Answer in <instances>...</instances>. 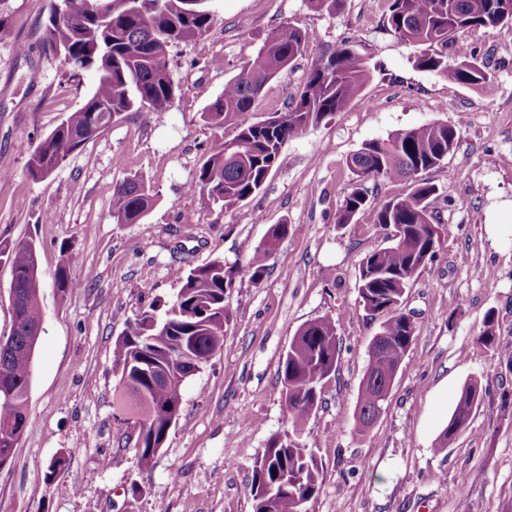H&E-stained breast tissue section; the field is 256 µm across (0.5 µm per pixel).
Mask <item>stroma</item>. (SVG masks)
Listing matches in <instances>:
<instances>
[{"label":"stroma","mask_w":512,"mask_h":512,"mask_svg":"<svg viewBox=\"0 0 512 512\" xmlns=\"http://www.w3.org/2000/svg\"><path fill=\"white\" fill-rule=\"evenodd\" d=\"M52 3L0 0L10 31L0 39V240H36L45 312L29 423L0 469V512H253L255 460L289 427L282 358L296 330L324 315L337 318L341 352L302 429L323 469L306 512H512V405L502 399L512 394V368L497 355L512 350V25L463 34L493 67L490 86L473 90L414 66L417 46L385 29L388 0H342L332 13L306 0H213L210 28L169 51L172 109L159 119L124 113L36 181L33 149L96 82L44 52ZM283 25L305 32L308 49L267 84L256 118L283 110L313 63L343 41L362 44L385 71L345 111L289 139L247 206L215 217L187 186L205 150L236 131L212 129L201 114ZM458 121L444 168L424 174L440 188L430 209L448 234L404 296L414 340L386 409L362 433L358 394L380 321L363 309L355 281L388 232L366 213L337 223L351 188L346 161L365 142ZM140 176L158 194L154 208L140 223H114L116 186ZM282 223L287 237L252 281L247 262ZM64 244L79 286L62 298L53 275ZM217 257L234 272L224 348L186 381L164 447L141 467L134 415L118 400L114 344L136 313L176 295L172 269ZM490 317L495 351L479 341ZM472 379L486 390L481 404L447 451L434 453ZM61 454L67 468L49 475Z\"/></svg>","instance_id":"stroma-1"}]
</instances>
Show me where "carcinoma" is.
I'll return each instance as SVG.
<instances>
[{
  "mask_svg": "<svg viewBox=\"0 0 512 512\" xmlns=\"http://www.w3.org/2000/svg\"><path fill=\"white\" fill-rule=\"evenodd\" d=\"M210 0H56L43 37L45 52L60 55L73 72L93 71L97 84L82 107L62 121L30 155L28 172L35 180L50 176L84 144L98 136L108 118L136 110L169 111L176 85L168 51L175 44L205 33L212 22ZM512 24V0H390L387 31L398 40L421 47L414 60L451 84L482 88L489 83L487 64L472 51L458 53L448 64V43L473 28ZM307 50L305 35L280 26L266 37L257 54L224 85V93L201 114L215 129H236L230 140L210 146L188 190L206 209L224 215L255 197L276 169L286 141L308 127L347 109L360 95L373 71L370 57L346 41L324 53L283 112L267 119L253 117L264 86ZM462 124L431 123L397 131L385 140L363 144L348 159L353 186L337 223L348 224L361 212L391 231L390 244L362 260L357 287L364 309L381 319L377 347L368 350L369 364L359 391L358 430L384 409L383 388H392L398 368L414 336L412 319L402 312L404 295L414 277L434 261L439 226L429 200L439 187L421 174L439 169L456 145ZM401 177L409 193L370 201L363 182ZM157 194L142 178L117 185L112 218L137 224L151 211ZM288 225L276 224L258 245L246 269L254 281L266 273L268 259L279 251ZM54 284L66 295L79 283L70 276V248L61 246ZM12 270V282L25 295V323H13V346L0 357V384L12 391L0 399V423L26 429L33 369L34 326L44 320L40 303L42 274L39 248L30 240L0 241V263ZM180 284L171 301L156 300L130 320L115 343L113 365L120 373L121 401H130L140 423L137 450L149 465L163 448L169 418L180 413L179 389L202 363L224 346V305L233 271L214 259L187 271L177 268ZM336 318L325 315L303 324L294 334L281 365L283 397L292 430L272 435L257 457L251 481L253 512H302L322 483V467L300 438L298 428L319 405L323 382L336 373L339 360ZM478 381L466 383L434 452L442 453L482 401Z\"/></svg>",
  "mask_w": 512,
  "mask_h": 512,
  "instance_id": "carcinoma-1",
  "label": "carcinoma"
}]
</instances>
